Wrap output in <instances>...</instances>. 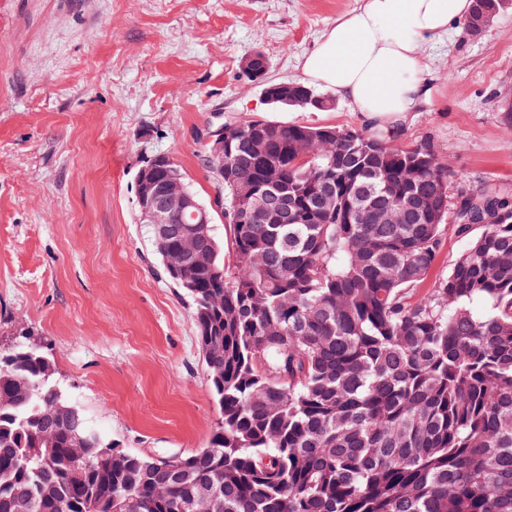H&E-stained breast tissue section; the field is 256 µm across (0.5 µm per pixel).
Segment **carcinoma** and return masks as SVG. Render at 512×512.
<instances>
[{
  "label": "carcinoma",
  "mask_w": 512,
  "mask_h": 512,
  "mask_svg": "<svg viewBox=\"0 0 512 512\" xmlns=\"http://www.w3.org/2000/svg\"><path fill=\"white\" fill-rule=\"evenodd\" d=\"M224 169L235 269L210 224L208 265L167 273L219 408L208 445L113 446L22 329L0 344V512H213L205 491L223 512H512V185L451 205L431 147L265 120L230 129ZM243 189L290 206L236 215ZM451 215L468 245L421 293ZM155 248L180 261L181 240Z\"/></svg>",
  "instance_id": "1"
}]
</instances>
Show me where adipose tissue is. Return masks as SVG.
Masks as SVG:
<instances>
[{"label":"adipose tissue","mask_w":512,"mask_h":512,"mask_svg":"<svg viewBox=\"0 0 512 512\" xmlns=\"http://www.w3.org/2000/svg\"><path fill=\"white\" fill-rule=\"evenodd\" d=\"M472 0H360L302 61L310 83L348 99L374 127L392 131L425 93L423 47L471 13Z\"/></svg>","instance_id":"obj_1"}]
</instances>
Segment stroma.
<instances>
[{
  "mask_svg": "<svg viewBox=\"0 0 512 512\" xmlns=\"http://www.w3.org/2000/svg\"><path fill=\"white\" fill-rule=\"evenodd\" d=\"M359 0H0V342L34 331L106 439L163 457L206 447L218 418L192 303L167 281L134 176L179 164L216 189L196 132L265 119L365 128L350 102L267 104L241 67L300 82L301 61ZM427 92L394 144L428 143L450 191L512 183V5L424 50Z\"/></svg>",
  "mask_w": 512,
  "mask_h": 512,
  "instance_id": "35a3bbf8",
  "label": "stroma"
}]
</instances>
